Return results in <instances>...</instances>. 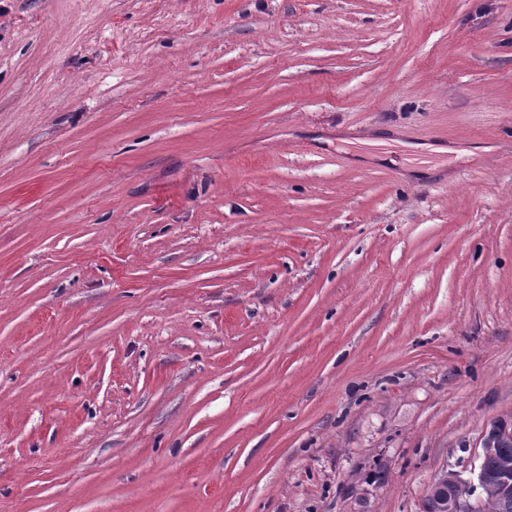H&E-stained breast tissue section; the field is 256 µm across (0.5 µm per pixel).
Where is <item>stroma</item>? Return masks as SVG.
Masks as SVG:
<instances>
[{"label": "stroma", "instance_id": "35a3bbf8", "mask_svg": "<svg viewBox=\"0 0 512 512\" xmlns=\"http://www.w3.org/2000/svg\"><path fill=\"white\" fill-rule=\"evenodd\" d=\"M500 419L512 0H0V512H421Z\"/></svg>", "mask_w": 512, "mask_h": 512}]
</instances>
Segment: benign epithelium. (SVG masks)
<instances>
[{"label": "benign epithelium", "mask_w": 512, "mask_h": 512, "mask_svg": "<svg viewBox=\"0 0 512 512\" xmlns=\"http://www.w3.org/2000/svg\"><path fill=\"white\" fill-rule=\"evenodd\" d=\"M504 434L512 436V425L496 422L483 435L470 477L456 470L440 471L430 488L431 512H484L488 499L512 496V465L503 463L494 473L486 468V461L496 457L497 439Z\"/></svg>", "instance_id": "1"}]
</instances>
